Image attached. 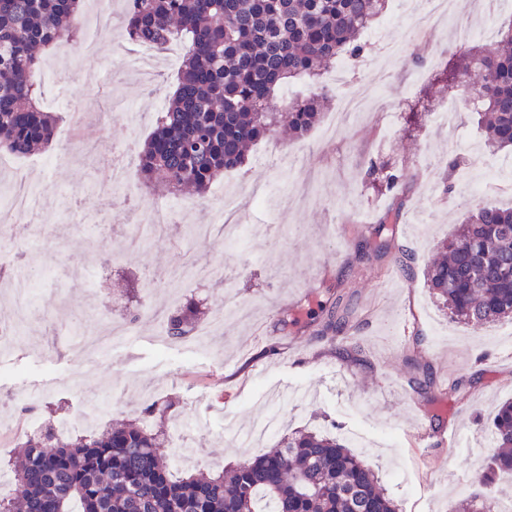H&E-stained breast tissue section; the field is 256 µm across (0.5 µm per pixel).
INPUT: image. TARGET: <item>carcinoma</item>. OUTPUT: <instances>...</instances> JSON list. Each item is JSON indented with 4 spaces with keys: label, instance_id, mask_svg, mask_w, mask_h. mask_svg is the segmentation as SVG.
<instances>
[{
    "label": "carcinoma",
    "instance_id": "cac0c4a2",
    "mask_svg": "<svg viewBox=\"0 0 512 512\" xmlns=\"http://www.w3.org/2000/svg\"><path fill=\"white\" fill-rule=\"evenodd\" d=\"M83 0H0V149L27 155L51 145L64 116L45 111L34 73L40 52L80 34ZM386 0H123V35L150 45L185 44L175 92L138 154L146 187L176 195L209 189L246 162L249 145L277 128L304 138L320 123L324 95L282 100L281 88L318 79L339 55L359 57V36ZM441 83L465 84L483 114L484 147L512 146V21L491 47L455 57ZM364 176L385 190L405 172L373 163ZM429 290L459 323L512 319V208L472 201L426 271ZM189 301L168 315L169 337L189 336ZM172 403L154 400L130 421L71 433L60 417L26 435L8 466L16 497L0 512H397L378 473L334 436L297 431L229 471L177 476L160 451ZM490 464L452 512H495L492 476L512 474V401L492 421Z\"/></svg>",
    "mask_w": 512,
    "mask_h": 512
}]
</instances>
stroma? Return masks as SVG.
I'll list each match as a JSON object with an SVG mask.
<instances>
[{"label":"stroma","mask_w":512,"mask_h":512,"mask_svg":"<svg viewBox=\"0 0 512 512\" xmlns=\"http://www.w3.org/2000/svg\"><path fill=\"white\" fill-rule=\"evenodd\" d=\"M459 2L458 14L437 36L416 41L417 19L406 13L404 0H388L374 28L403 46L396 56L373 60L390 73L382 92L388 111L364 113L328 143L277 131L164 230L153 228V210L172 203V195L142 193L138 222L125 228L105 223L88 183L109 167L114 143L141 148L176 89L180 58L156 61L150 92L125 72L107 80L71 69L67 57L83 50V40L47 51L43 69L62 76L39 79L45 110L72 99L85 116L70 141L55 140L21 158L0 150V188L19 171L46 195L44 208L20 226L21 249L0 262V273L32 277L43 291L24 318L25 335L0 351V401L24 392L69 417L117 386L122 397L108 416L127 419L144 406L146 394L174 397L181 414L197 424L180 437L196 455L173 465L177 474L230 468L254 456L228 429L273 411L286 433L306 427L342 436L362 432L361 454L399 512H446L449 500L470 492L473 460L490 452L494 410L512 398V321L487 328L454 322L425 279L435 246L463 220L465 173L506 157L484 149L469 102L460 105L455 132L432 119L449 98L436 87L453 54L484 44L481 28L503 22L479 12L478 0ZM285 150L302 162L286 175L272 162ZM458 157L463 163L451 177L452 191L429 192ZM374 161L405 169L396 193L365 179ZM306 173L313 176L312 202L241 211L243 226L260 228V235L229 246L220 232L199 237L188 230L208 218V204L223 189L259 182L276 195ZM65 194L79 206L57 207ZM188 252L223 265L224 277L189 281L183 299L212 312L229 297L250 312L246 321L227 320L202 348L162 332L151 311L165 303L166 293L145 281L147 273H168ZM334 305L348 314L351 341L322 336L324 312ZM75 315L84 330L110 321L127 333L113 338L104 357L83 359L69 350ZM421 367L435 381L425 393L413 384ZM459 382L466 395L454 392ZM286 386L299 397L285 396ZM415 421L425 423L430 439L418 441ZM445 435L467 439L478 455H449Z\"/></svg>","instance_id":"35a3bbf8"}]
</instances>
